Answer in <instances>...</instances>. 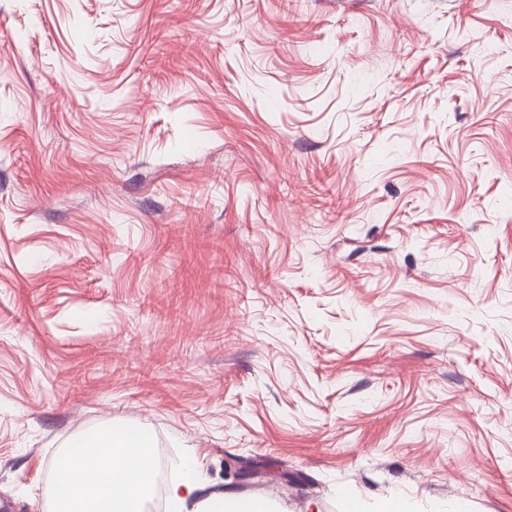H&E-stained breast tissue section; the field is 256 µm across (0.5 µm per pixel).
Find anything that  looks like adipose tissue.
<instances>
[{"label":"adipose tissue","instance_id":"adipose-tissue-1","mask_svg":"<svg viewBox=\"0 0 512 512\" xmlns=\"http://www.w3.org/2000/svg\"><path fill=\"white\" fill-rule=\"evenodd\" d=\"M197 470L196 457L186 455L180 479L168 489L171 512H268L255 499L205 493ZM156 475L150 442L140 431L113 425L90 432L58 459L53 512H145Z\"/></svg>","mask_w":512,"mask_h":512}]
</instances>
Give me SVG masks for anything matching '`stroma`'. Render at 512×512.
Wrapping results in <instances>:
<instances>
[{
  "instance_id": "stroma-1",
  "label": "stroma",
  "mask_w": 512,
  "mask_h": 512,
  "mask_svg": "<svg viewBox=\"0 0 512 512\" xmlns=\"http://www.w3.org/2000/svg\"><path fill=\"white\" fill-rule=\"evenodd\" d=\"M113 421L273 512H512L503 0H0V504Z\"/></svg>"
}]
</instances>
